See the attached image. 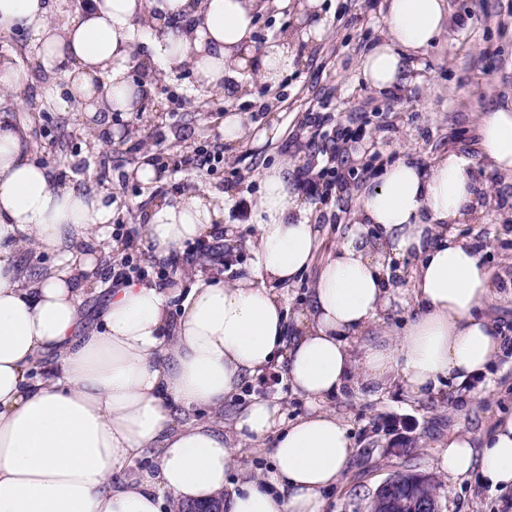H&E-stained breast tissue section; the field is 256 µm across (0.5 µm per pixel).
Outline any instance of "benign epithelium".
<instances>
[{
    "label": "benign epithelium",
    "instance_id": "7a95c632",
    "mask_svg": "<svg viewBox=\"0 0 512 512\" xmlns=\"http://www.w3.org/2000/svg\"><path fill=\"white\" fill-rule=\"evenodd\" d=\"M368 512H443L433 478L422 472L396 471L374 492Z\"/></svg>",
    "mask_w": 512,
    "mask_h": 512
}]
</instances>
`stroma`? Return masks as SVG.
I'll return each mask as SVG.
<instances>
[{
    "label": "stroma",
    "instance_id": "35a3bbf8",
    "mask_svg": "<svg viewBox=\"0 0 512 512\" xmlns=\"http://www.w3.org/2000/svg\"><path fill=\"white\" fill-rule=\"evenodd\" d=\"M447 2V39L416 57L422 81L399 95L378 96L357 79L362 52L383 32L381 0H324L327 36L318 43L294 38L297 67L276 88L244 74V94L206 92L197 89L189 71L170 67L163 70L164 87L154 92L147 110L105 113L101 132L89 128L79 112L42 106L39 81L24 109L0 106L2 116L29 119L32 158L67 166L76 189L104 191L115 203L112 221L126 234L119 239L121 252H106L94 276L86 299L90 320L104 308L112 267L122 255L155 264L139 226L157 197L171 199L190 190L232 192L226 221L234 235L224 244L223 259L200 252L198 243H185L184 251L197 258L183 273L226 282L246 276L255 244L247 204L258 197L261 168L283 161L316 180L317 190L308 199L329 249L350 223L359 193L377 175L373 159L384 164L404 159L427 168L448 152H459L478 164V179L492 198L483 218L465 225V233L487 267L512 271V178L481 167L479 149L485 109L512 104V0ZM229 111L260 127L277 119L280 139L260 149L247 139L225 143L220 126ZM153 150L164 153L170 165L161 181L146 184L134 170ZM217 150L223 164L200 166L201 158ZM490 311L511 342L506 357L469 386L419 400L398 380L382 390L359 381L333 401V409L350 424L355 453L325 494L326 512H367L378 486L407 469L434 475L443 512H512L511 491L492 490L475 473L448 476L435 464L438 444L458 425L481 433L497 416L512 414V302L493 304ZM254 397L277 398L288 420L307 409L290 393L279 364L225 401V420ZM462 405L467 411L461 416ZM401 437L411 439L412 446L397 454L391 445Z\"/></svg>",
    "mask_w": 512,
    "mask_h": 512
}]
</instances>
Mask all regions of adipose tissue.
Segmentation results:
<instances>
[{
  "label": "adipose tissue",
  "mask_w": 512,
  "mask_h": 512,
  "mask_svg": "<svg viewBox=\"0 0 512 512\" xmlns=\"http://www.w3.org/2000/svg\"><path fill=\"white\" fill-rule=\"evenodd\" d=\"M267 5L88 0L57 21L53 0H0V34L22 29L34 49L30 70L0 57V93L24 107L42 76L55 109L99 127L103 113L140 110L143 87L129 73L144 45L150 62L188 69L203 88L229 90L241 72L275 86L295 67L294 35L255 49ZM383 19L358 65L379 95L411 85V58L443 39L448 4L384 0ZM480 138L487 168L512 175V107H490ZM260 182L248 276L133 282L110 293L101 326L86 327L83 296L110 239L112 201L59 181L30 159L25 128L0 122V512H168L218 496L224 512H325L354 452L330 404L355 372L426 397L469 384L501 356L489 307L512 274L493 273L471 242L448 233L487 206L471 161L451 152L428 168L382 166L322 261L312 208L287 164L264 169ZM224 212V197L188 191L147 209L143 237L166 258L222 230ZM24 240L54 258L38 276L17 263ZM399 257L416 260L415 314L392 334L378 321L394 295L386 264ZM316 262L309 303L288 313L276 285ZM277 358L308 412L287 421L278 403L255 399L225 429V399ZM250 444L269 447L264 478L244 462ZM436 457L448 475L475 471L491 489H512V417L483 436L458 426Z\"/></svg>",
  "instance_id": "ef3b65f1"
}]
</instances>
